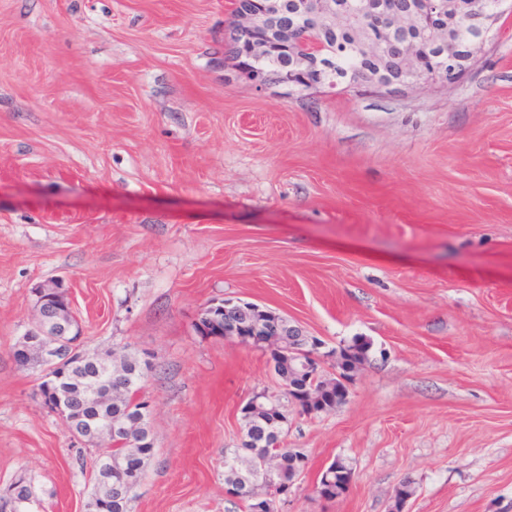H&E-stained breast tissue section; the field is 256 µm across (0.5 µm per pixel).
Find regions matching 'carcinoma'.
<instances>
[{"label": "carcinoma", "instance_id": "cac0c4a2", "mask_svg": "<svg viewBox=\"0 0 512 512\" xmlns=\"http://www.w3.org/2000/svg\"><path fill=\"white\" fill-rule=\"evenodd\" d=\"M320 8L314 0H274L268 10L253 0H235L236 23L224 30L225 58L235 66L258 69L263 83L282 85L294 73L288 90L333 88L356 78L370 80L380 71L396 76L448 69L453 46L474 41L478 34L459 21L444 43L433 32L448 26V12L429 9L431 0H330ZM210 319L194 324L204 336L224 335V300L207 309ZM370 343L357 336L353 344L333 348V371H323L311 384L314 413L330 412L343 404L324 387L337 376L352 377L368 357ZM62 369L72 376V428L81 434L100 430L112 433V447L102 449L99 468L112 477L107 486L95 485L84 512H131L137 487L154 452L151 411L139 396L149 371L135 353L116 356L106 350L92 356L78 350L63 352ZM60 369V370H62ZM55 370V373H60ZM280 390L270 393L274 417L262 413L242 417L249 442L224 449L226 494L243 503L245 512H279L277 494L294 485L308 467L307 455L281 445L288 433L287 404L299 399L293 385L297 363L277 359L273 366ZM352 468L342 458L332 461L314 486L324 501H334L348 490ZM414 494L412 481L395 489L391 512ZM39 504L31 485H12L0 512H33Z\"/></svg>", "mask_w": 512, "mask_h": 512}]
</instances>
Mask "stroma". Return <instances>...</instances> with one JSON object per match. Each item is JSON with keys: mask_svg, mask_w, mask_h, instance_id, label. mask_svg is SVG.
Returning <instances> with one entry per match:
<instances>
[{"mask_svg": "<svg viewBox=\"0 0 512 512\" xmlns=\"http://www.w3.org/2000/svg\"><path fill=\"white\" fill-rule=\"evenodd\" d=\"M232 0H0V496L82 512L96 448L15 345L61 280L87 352L147 351L154 455L132 512H239L224 451L279 380L194 329L265 305L371 343L345 404L288 408L279 512H512V18L473 69L401 94L225 79ZM353 472L327 502L335 458ZM257 311H260L259 307L257 309L248 307L244 301L224 302V299H220L217 304L208 307L207 312L211 316L209 321L201 319V324L195 323L194 329L204 336H224V341L243 342L238 332V326H242L239 319L251 316ZM352 478V469L343 458L332 461L331 467L324 470L314 486V492L318 498L324 501H336L348 490L347 484ZM1 501V499H0ZM40 505L30 484L24 481L12 485L7 499L1 501V512H33V507ZM9 509V510H7Z\"/></svg>", "mask_w": 512, "mask_h": 512, "instance_id": "1", "label": "stroma"}]
</instances>
